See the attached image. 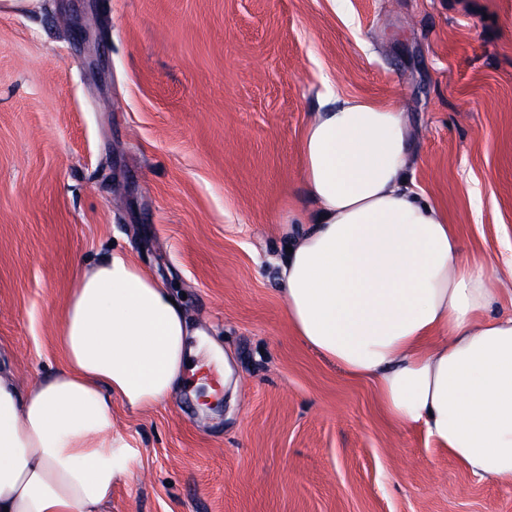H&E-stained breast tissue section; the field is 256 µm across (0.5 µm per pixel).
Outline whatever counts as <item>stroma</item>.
<instances>
[{
    "label": "stroma",
    "mask_w": 512,
    "mask_h": 512,
    "mask_svg": "<svg viewBox=\"0 0 512 512\" xmlns=\"http://www.w3.org/2000/svg\"><path fill=\"white\" fill-rule=\"evenodd\" d=\"M397 103L468 253H512V0H31L0 8V353L21 381L85 267L124 253L202 329L204 385L112 421L111 512H512L295 334L284 223L328 91ZM235 397L213 391V347Z\"/></svg>",
    "instance_id": "35a3bbf8"
}]
</instances>
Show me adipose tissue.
<instances>
[{
    "label": "adipose tissue",
    "instance_id": "adipose-tissue-1",
    "mask_svg": "<svg viewBox=\"0 0 512 512\" xmlns=\"http://www.w3.org/2000/svg\"><path fill=\"white\" fill-rule=\"evenodd\" d=\"M316 209L281 262L288 321L312 350L373 385L398 427L422 429L477 481L512 484V257H470L408 174L396 104L329 95L303 137ZM115 252L76 278L64 367L25 386L0 362V512H108L135 452L112 405L145 411L183 379L185 315Z\"/></svg>",
    "mask_w": 512,
    "mask_h": 512
}]
</instances>
